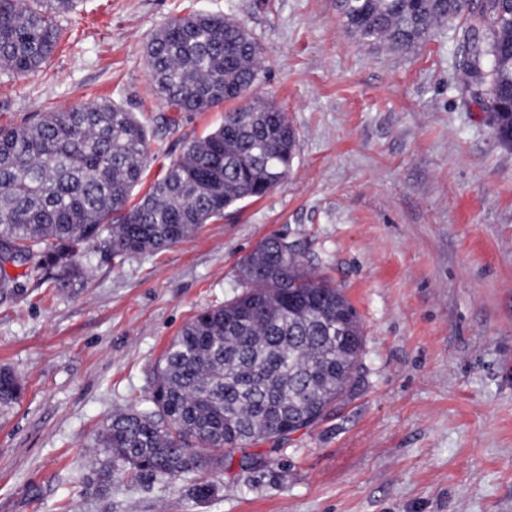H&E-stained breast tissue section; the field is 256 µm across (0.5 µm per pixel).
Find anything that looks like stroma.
<instances>
[{"mask_svg":"<svg viewBox=\"0 0 512 512\" xmlns=\"http://www.w3.org/2000/svg\"><path fill=\"white\" fill-rule=\"evenodd\" d=\"M241 22L263 48L249 93L297 131L288 177L160 252L79 258L84 277L0 302V364L23 386L0 410V512H512V147L458 92L442 29L395 49L346 31L336 0H76L25 77L0 74V124L102 98L147 126V180L223 108L169 113L145 47L189 12ZM276 235L330 278L363 327L355 393L322 421L252 449L263 468L101 483L97 443L141 407L173 336L241 291L240 261Z\"/></svg>","mask_w":512,"mask_h":512,"instance_id":"stroma-1","label":"stroma"}]
</instances>
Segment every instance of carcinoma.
<instances>
[{"label":"carcinoma","instance_id":"1","mask_svg":"<svg viewBox=\"0 0 512 512\" xmlns=\"http://www.w3.org/2000/svg\"><path fill=\"white\" fill-rule=\"evenodd\" d=\"M336 0L347 30L366 43L404 49L456 20L460 95L480 103L498 139L512 146V0ZM73 0H0V71L37 72L62 37L55 15ZM154 91L174 112H208L242 98L263 73L262 48L235 19L189 13L146 45ZM297 133L269 103L235 106L136 203L150 159L135 113L104 100L0 124V301L31 283L62 290L83 271L79 255L101 245L114 257L155 252L224 210L258 200L290 172ZM245 290L182 327L154 369L147 406L112 416L99 445L138 476L175 480L224 452L307 429L350 395L360 376L363 332L342 292L309 273L288 242L270 236L241 262ZM0 366V408L20 398ZM213 482L191 479L202 501Z\"/></svg>","mask_w":512,"mask_h":512}]
</instances>
